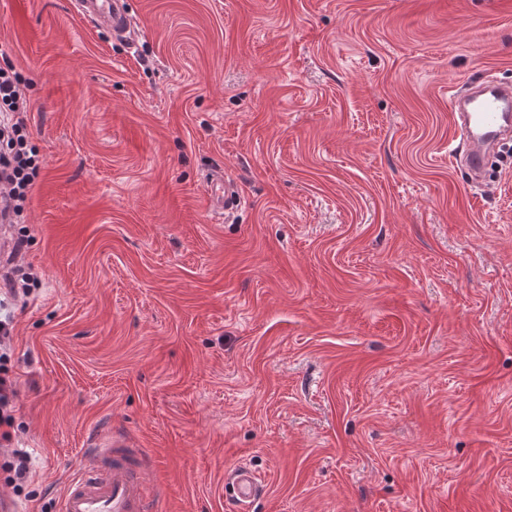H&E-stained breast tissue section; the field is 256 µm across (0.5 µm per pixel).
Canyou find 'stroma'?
<instances>
[{
    "label": "stroma",
    "mask_w": 512,
    "mask_h": 512,
    "mask_svg": "<svg viewBox=\"0 0 512 512\" xmlns=\"http://www.w3.org/2000/svg\"><path fill=\"white\" fill-rule=\"evenodd\" d=\"M135 48L68 0H0L45 160L38 284L0 343L21 512L99 430L158 512H512V161L469 184L451 99L512 80V0H132ZM248 201L228 222L204 177ZM3 470L8 476L6 481L15 486H21L26 481L29 473L28 461L24 454L18 451L13 452L12 460L3 465ZM224 489L232 491L235 512H249L256 498L262 494V486L248 471L233 468L225 471Z\"/></svg>",
    "instance_id": "obj_1"
}]
</instances>
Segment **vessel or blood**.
Here are the masks:
<instances>
[{
	"instance_id": "obj_1",
	"label": "vessel or blood",
	"mask_w": 512,
	"mask_h": 512,
	"mask_svg": "<svg viewBox=\"0 0 512 512\" xmlns=\"http://www.w3.org/2000/svg\"><path fill=\"white\" fill-rule=\"evenodd\" d=\"M74 14L112 39H126L131 28L130 0H71ZM454 117L466 151L461 158L471 178L484 175L489 152L499 138L512 131V88L484 82L454 98ZM209 208L223 214L241 204L222 170L209 177ZM147 464L138 449L120 433L101 431L89 443L80 463L68 475L56 512H155L146 489ZM235 512H250L262 487L248 471L233 468L224 474Z\"/></svg>"
}]
</instances>
